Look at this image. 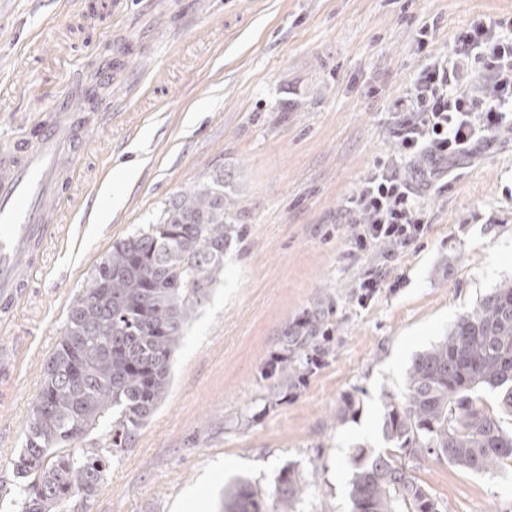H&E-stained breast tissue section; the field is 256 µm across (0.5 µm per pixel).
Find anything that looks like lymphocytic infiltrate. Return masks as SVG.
Returning a JSON list of instances; mask_svg holds the SVG:
<instances>
[{
  "mask_svg": "<svg viewBox=\"0 0 512 512\" xmlns=\"http://www.w3.org/2000/svg\"><path fill=\"white\" fill-rule=\"evenodd\" d=\"M397 109L409 115L399 131L401 154L424 157L426 165L410 177L382 169L359 189L353 202L367 216L355 235L361 250L416 239L425 221L413 180H431L445 165L512 133V16L475 20L457 37L453 58L426 65Z\"/></svg>",
  "mask_w": 512,
  "mask_h": 512,
  "instance_id": "1",
  "label": "lymphocytic infiltrate"
}]
</instances>
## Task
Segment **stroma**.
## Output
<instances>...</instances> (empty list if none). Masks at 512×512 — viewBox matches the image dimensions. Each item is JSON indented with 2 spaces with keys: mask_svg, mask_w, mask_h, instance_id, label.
I'll return each instance as SVG.
<instances>
[{
  "mask_svg": "<svg viewBox=\"0 0 512 512\" xmlns=\"http://www.w3.org/2000/svg\"><path fill=\"white\" fill-rule=\"evenodd\" d=\"M196 31L173 51L180 19L145 26L137 0H0V153L36 132L40 107L88 65L130 44L129 62L164 72L167 112H134L129 137H96L75 164L102 179L81 224L59 227L43 268L0 328V486L62 337L68 309L113 243L156 223L177 191L223 171L241 229L224 273L183 331L165 400L112 467L88 512H220L240 476L270 497L281 469L317 483L300 512H351L349 458L394 452L382 432L413 358L492 288L512 279V134L417 184L426 226L404 246L362 252L361 181L398 162L395 101L431 58L451 54L479 17L512 0H181ZM433 29L420 48L422 26ZM130 165L134 181L114 177ZM380 287L368 305L360 282ZM319 314L330 337L300 378H263L284 336ZM404 465L440 512H512V465L476 474L429 458Z\"/></svg>",
  "mask_w": 512,
  "mask_h": 512,
  "instance_id": "obj_1",
  "label": "stroma"
}]
</instances>
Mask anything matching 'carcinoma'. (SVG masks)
<instances>
[{
  "label": "carcinoma",
  "mask_w": 512,
  "mask_h": 512,
  "mask_svg": "<svg viewBox=\"0 0 512 512\" xmlns=\"http://www.w3.org/2000/svg\"><path fill=\"white\" fill-rule=\"evenodd\" d=\"M224 173L177 192L150 224L112 245L89 288L72 302L59 343L43 365L25 444L11 460L16 512H83L110 457L132 446L171 384L182 332L224 273V249L239 230ZM317 314L288 336L324 350ZM482 390L497 394L489 409ZM512 281L492 289L448 333L415 357L404 401L388 404L383 433L406 455L444 458L487 473L512 464ZM103 428L108 453L83 448ZM352 512H439L438 503L393 456L360 447L352 456ZM305 493L294 470L280 472L271 502L251 482L224 490L221 512H296Z\"/></svg>",
  "instance_id": "cac0c4a2"
}]
</instances>
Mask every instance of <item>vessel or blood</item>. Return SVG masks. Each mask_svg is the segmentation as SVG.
I'll return each mask as SVG.
<instances>
[{
	"instance_id": "b4317fda",
	"label": "vessel or blood",
	"mask_w": 512,
	"mask_h": 512,
	"mask_svg": "<svg viewBox=\"0 0 512 512\" xmlns=\"http://www.w3.org/2000/svg\"><path fill=\"white\" fill-rule=\"evenodd\" d=\"M112 83L113 117L134 111L147 91L160 83L153 70L126 72L116 68ZM51 124L40 127L35 140H19L12 152L0 155V306L14 310L17 300L40 270L47 244L58 229L52 218L73 219L88 212L93 194L72 193L75 168L70 160L91 134L109 133L112 119L94 121L73 112L69 100L55 106Z\"/></svg>"
}]
</instances>
